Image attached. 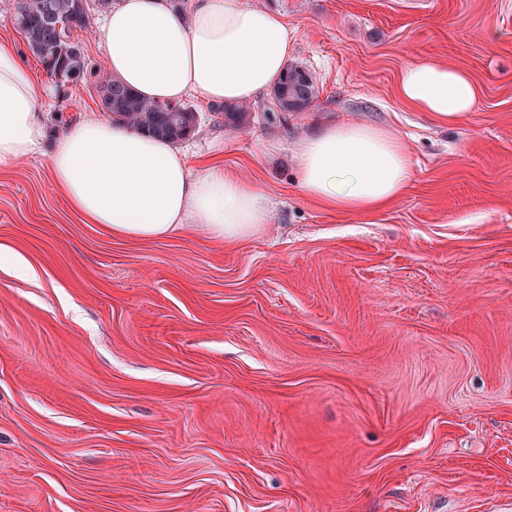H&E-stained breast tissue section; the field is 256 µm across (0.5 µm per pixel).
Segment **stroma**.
<instances>
[{
	"label": "stroma",
	"mask_w": 512,
	"mask_h": 512,
	"mask_svg": "<svg viewBox=\"0 0 512 512\" xmlns=\"http://www.w3.org/2000/svg\"><path fill=\"white\" fill-rule=\"evenodd\" d=\"M295 27L310 111L243 129L196 96L180 142L261 193L270 222L115 240L48 154L101 116L35 56L47 137L0 168V512H498L512 502V0H247ZM420 60L469 71L470 117L399 99ZM387 128L413 176L369 218L297 184L312 120Z\"/></svg>",
	"instance_id": "35a3bbf8"
}]
</instances>
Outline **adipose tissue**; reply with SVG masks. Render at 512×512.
<instances>
[{
  "instance_id": "1",
  "label": "adipose tissue",
  "mask_w": 512,
  "mask_h": 512,
  "mask_svg": "<svg viewBox=\"0 0 512 512\" xmlns=\"http://www.w3.org/2000/svg\"><path fill=\"white\" fill-rule=\"evenodd\" d=\"M102 74L142 98L178 102H250L283 78L294 42L279 11L242 0H120L101 36ZM402 101L434 122L454 125L478 104L479 91L457 67L417 62L399 78ZM46 137L40 95L21 54L0 43V166L32 155ZM303 195L341 216L368 217L395 203L412 177L405 145L386 129L320 123L297 146ZM48 167L53 186L87 223L118 240L154 241L183 230L218 243L261 230L269 211L245 178L208 166L192 170L167 140L131 125L86 119L56 140Z\"/></svg>"
}]
</instances>
